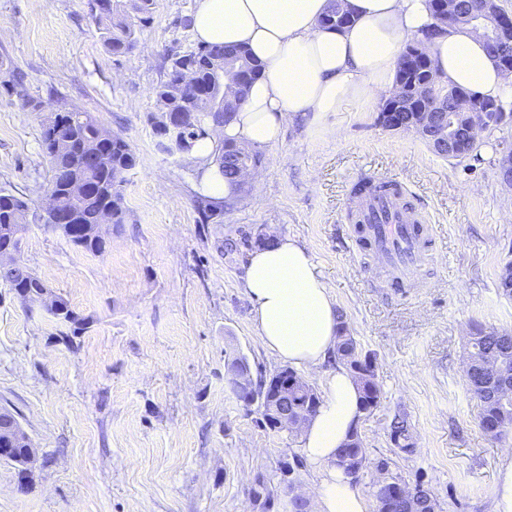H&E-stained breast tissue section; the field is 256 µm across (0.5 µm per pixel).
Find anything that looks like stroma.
<instances>
[{"label":"stroma","mask_w":512,"mask_h":512,"mask_svg":"<svg viewBox=\"0 0 512 512\" xmlns=\"http://www.w3.org/2000/svg\"><path fill=\"white\" fill-rule=\"evenodd\" d=\"M196 0H155L137 49L112 55L88 0H0V59L24 93L0 86V189L38 214L49 164L40 135L60 107L91 113L128 140L137 164L122 187L126 222L90 254L31 222L21 260L90 320L78 347L56 320L25 310L0 281V409L38 450L28 483L0 461V512H256L249 488L296 453L298 438L258 427L236 400L224 355L253 370L266 355L244 297L248 239L276 232L305 243L352 335L376 361L381 402L357 424L369 458L394 457L389 424L409 415L414 455L394 457L408 483L432 490L438 512H491L498 465L512 435L485 436L463 376L467 337L512 332V298L498 288L512 260V189L497 161L512 126L480 160L436 155L415 134L383 128L379 107L348 105L321 124H290L261 147V192L240 189L222 223H199L200 164L159 146L153 89L168 54L197 47ZM398 184L434 228L412 287L365 255L350 219L353 188Z\"/></svg>","instance_id":"stroma-1"}]
</instances>
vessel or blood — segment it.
Returning <instances> with one entry per match:
<instances>
[{
  "instance_id": "obj_1",
  "label": "vessel or blood",
  "mask_w": 512,
  "mask_h": 512,
  "mask_svg": "<svg viewBox=\"0 0 512 512\" xmlns=\"http://www.w3.org/2000/svg\"><path fill=\"white\" fill-rule=\"evenodd\" d=\"M357 214L384 264L398 279H407L423 255L416 228L424 224V216L407 208L396 195L371 192L359 198Z\"/></svg>"
}]
</instances>
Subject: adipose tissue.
<instances>
[{"mask_svg":"<svg viewBox=\"0 0 512 512\" xmlns=\"http://www.w3.org/2000/svg\"><path fill=\"white\" fill-rule=\"evenodd\" d=\"M349 3L353 22L334 29L319 24L330 0H197L192 28L199 43L246 48L260 68L234 119L219 136L192 148L204 193L229 199L237 191L213 160L219 138L269 145L294 119L317 120L356 100L376 103L395 87L404 46L418 39L442 81L512 100V74L497 69L466 29L425 39L435 23L430 0ZM244 295L269 356L307 370L326 365L336 346V305L304 245L271 235L248 257ZM361 415L351 373L329 368L318 411L298 434L300 448L319 469L310 488L315 512H368L361 490L335 467Z\"/></svg>","mask_w":512,"mask_h":512,"instance_id":"adipose-tissue-1","label":"adipose tissue"}]
</instances>
